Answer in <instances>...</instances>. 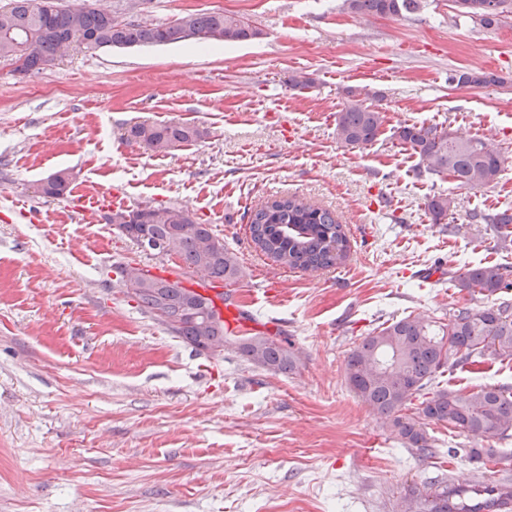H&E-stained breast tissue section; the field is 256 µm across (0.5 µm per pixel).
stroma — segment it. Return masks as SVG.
<instances>
[{"mask_svg":"<svg viewBox=\"0 0 512 512\" xmlns=\"http://www.w3.org/2000/svg\"><path fill=\"white\" fill-rule=\"evenodd\" d=\"M125 21L167 24L187 13L246 19L259 37L233 45L73 48L43 70L0 61V512H396L412 486L498 478L471 441L428 428L440 453L406 448L351 391L350 349L383 323L437 322L492 298L457 288L464 265L512 267V234L483 215L512 208V20L492 29L448 0L368 16L343 0H99ZM474 70L495 83L460 86ZM310 78L304 89L288 79ZM383 113L373 143L344 147L336 118L346 88ZM176 121L202 139L167 154L127 143L136 123ZM438 125L492 140L505 159L494 183L458 186L427 172L395 132ZM71 192L38 194L52 173ZM120 194L128 208L176 205L236 253L241 282L268 289L254 317L301 354L281 374L225 343L198 353L142 313L115 269L168 256L138 248L72 193ZM295 194L335 212L350 242L342 265L272 262L249 215ZM454 201L434 223L425 202ZM439 266L440 280L423 278ZM442 387L512 389V360L446 367Z\"/></svg>","mask_w":512,"mask_h":512,"instance_id":"35a3bbf8","label":"stroma"}]
</instances>
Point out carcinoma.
Here are the masks:
<instances>
[{"mask_svg": "<svg viewBox=\"0 0 512 512\" xmlns=\"http://www.w3.org/2000/svg\"><path fill=\"white\" fill-rule=\"evenodd\" d=\"M460 0L457 15L497 27L512 16V0ZM424 0H343L356 13L399 16L423 7ZM260 31L240 24L223 13H188L164 25L125 22L102 10L96 0L74 6L66 0H8L0 6V60L16 73L38 72L67 53L70 41L87 37L91 48H125L198 43H237L256 38ZM349 102L338 113L336 137L344 146L374 142L383 125L382 113L363 104L359 94L347 91ZM205 135L200 128L179 123L135 124L127 130L129 142L167 153ZM396 136L418 155L425 170L446 175L459 186H487L504 170L505 159L490 144L461 139L436 125H404ZM70 175L58 171L43 183L45 196L56 198L69 186ZM453 199L434 195L426 202L435 223L448 216ZM110 223L138 243L145 241L157 255H176L190 275L235 282L240 267L234 253L224 248L211 225L198 222L188 210L174 205H145L119 209ZM252 241L273 262L293 269L334 267L348 257L350 244L343 224L332 211L316 207L296 195L268 201L251 213ZM123 293L139 309L164 324L172 334L193 347L209 352L224 346V322L212 301L180 281L152 275L130 264L116 268ZM459 287L492 296L512 289V270L482 265L454 273ZM241 355L274 373L295 370L298 356L292 343L279 336L246 334L236 337ZM490 354L512 358V304L503 301L481 309L459 307L448 322L419 316L386 322L351 350L346 379L356 396L374 412L386 417L405 447L433 454L427 425L443 424L474 441L465 449L478 462L491 461L498 450L482 445L505 439L512 432V391L486 387L468 395L432 387L449 358L465 364ZM448 484L434 488L413 486L399 503L400 512H477V495L468 489L448 503Z\"/></svg>", "mask_w": 512, "mask_h": 512, "instance_id": "obj_1", "label": "carcinoma"}]
</instances>
